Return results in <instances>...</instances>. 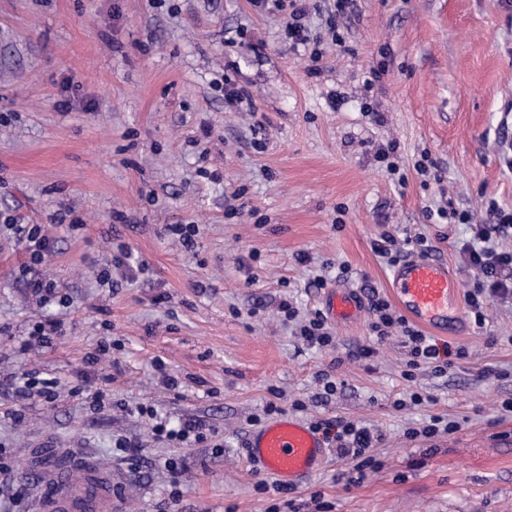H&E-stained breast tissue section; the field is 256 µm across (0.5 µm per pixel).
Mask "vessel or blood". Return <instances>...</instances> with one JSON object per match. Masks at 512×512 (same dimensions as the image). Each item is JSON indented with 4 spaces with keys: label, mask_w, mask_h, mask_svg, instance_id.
<instances>
[{
    "label": "vessel or blood",
    "mask_w": 512,
    "mask_h": 512,
    "mask_svg": "<svg viewBox=\"0 0 512 512\" xmlns=\"http://www.w3.org/2000/svg\"><path fill=\"white\" fill-rule=\"evenodd\" d=\"M393 294L406 316L433 330L449 328L448 305L457 299L456 280L448 266L425 255L404 260L391 276ZM326 307L332 318L351 320L362 309L348 291H329ZM248 458L257 471L296 484L314 475L326 454L322 434L300 420L280 417L254 433ZM81 482L70 473L47 467L42 475L45 490L31 502L32 512H112V476L91 460H83Z\"/></svg>",
    "instance_id": "1"
}]
</instances>
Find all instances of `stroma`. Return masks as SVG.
Instances as JSON below:
<instances>
[{
	"label": "stroma",
	"mask_w": 512,
	"mask_h": 512,
	"mask_svg": "<svg viewBox=\"0 0 512 512\" xmlns=\"http://www.w3.org/2000/svg\"><path fill=\"white\" fill-rule=\"evenodd\" d=\"M296 2L308 41L294 50L265 0H0V376L62 382L51 403L0 396V450L15 465L47 441L79 451L111 471L114 512H512V300H490L480 325L463 313L437 342L466 358L410 381L400 335L356 357L370 310L329 320L336 344L318 349L279 309H323L330 288L387 295L394 268L373 248L387 231L425 236L471 288V226L426 213L451 205L482 224L489 203L512 208V0ZM228 78L253 110L228 109ZM392 144L402 183L375 157ZM424 154L436 174L414 169ZM31 224L50 239L40 264L20 234ZM174 224L194 225L191 242ZM34 279L66 304L39 303ZM46 319L62 338L22 351ZM106 371L101 405L72 393ZM270 402L381 434L380 469L349 485L329 452L290 492H258L247 443ZM144 406L211 435L159 439ZM433 415L459 430L409 437ZM169 459L184 471L176 501Z\"/></svg>",
	"instance_id": "1"
}]
</instances>
